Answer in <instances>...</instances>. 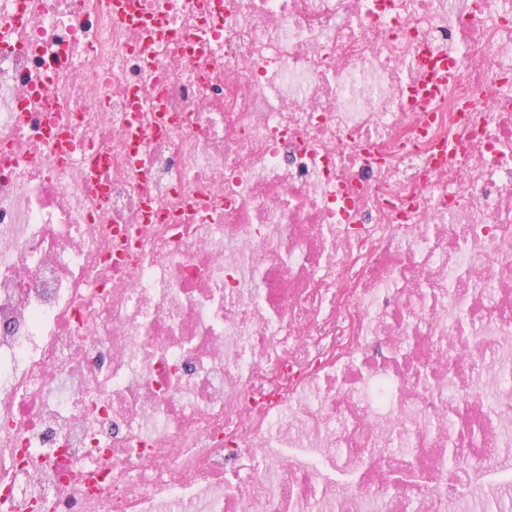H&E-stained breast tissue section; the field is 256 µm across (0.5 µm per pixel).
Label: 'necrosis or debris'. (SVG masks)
Returning a JSON list of instances; mask_svg holds the SVG:
<instances>
[{"label": "necrosis or debris", "instance_id": "4bbe7bcc", "mask_svg": "<svg viewBox=\"0 0 512 512\" xmlns=\"http://www.w3.org/2000/svg\"><path fill=\"white\" fill-rule=\"evenodd\" d=\"M154 2L0 0V512H512V0Z\"/></svg>", "mask_w": 512, "mask_h": 512}]
</instances>
